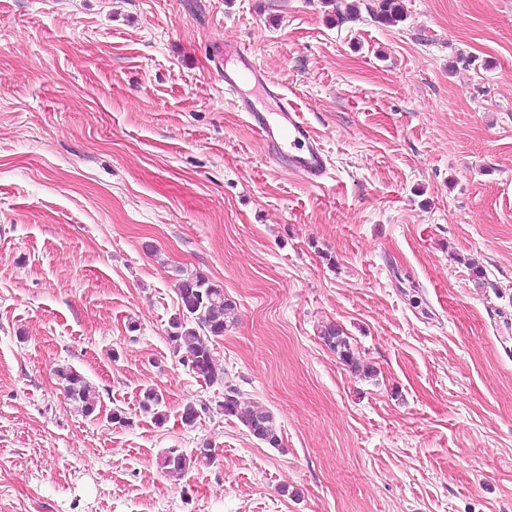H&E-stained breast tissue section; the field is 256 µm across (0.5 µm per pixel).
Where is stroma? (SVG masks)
<instances>
[{
  "label": "stroma",
  "instance_id": "obj_1",
  "mask_svg": "<svg viewBox=\"0 0 512 512\" xmlns=\"http://www.w3.org/2000/svg\"><path fill=\"white\" fill-rule=\"evenodd\" d=\"M401 4L0 0V512H512V0ZM228 43L322 180L270 161L212 71ZM183 272L235 302L208 344L281 447L170 341ZM344 5L343 12L339 13L341 21L355 19L359 14L361 4H365L366 10L381 24L394 25L404 20V13L400 0H349ZM324 342L340 356V358L348 365H356L353 354L351 352V346L347 336H343V332L331 326L324 331L322 336ZM56 375L63 385V388L72 400L81 403V409L85 416H92L96 413L99 397L95 388L78 371L72 367H61ZM213 458L212 448L208 444H204L202 448H197L194 454L190 456L172 448L162 456L161 466L166 476L181 477L194 466L210 464Z\"/></svg>",
  "mask_w": 512,
  "mask_h": 512
}]
</instances>
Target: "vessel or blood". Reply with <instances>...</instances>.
<instances>
[{"label":"vessel or blood","instance_id":"1","mask_svg":"<svg viewBox=\"0 0 512 512\" xmlns=\"http://www.w3.org/2000/svg\"><path fill=\"white\" fill-rule=\"evenodd\" d=\"M224 54L236 62L235 70L224 73V87L236 95L239 110L245 112L269 156L276 163L287 164L289 170L303 172L311 179L324 177L327 156L301 112L285 95L272 90L269 78L248 50L228 45ZM256 87L263 90L265 97L275 100L276 111L263 112L257 108L252 93Z\"/></svg>","mask_w":512,"mask_h":512}]
</instances>
